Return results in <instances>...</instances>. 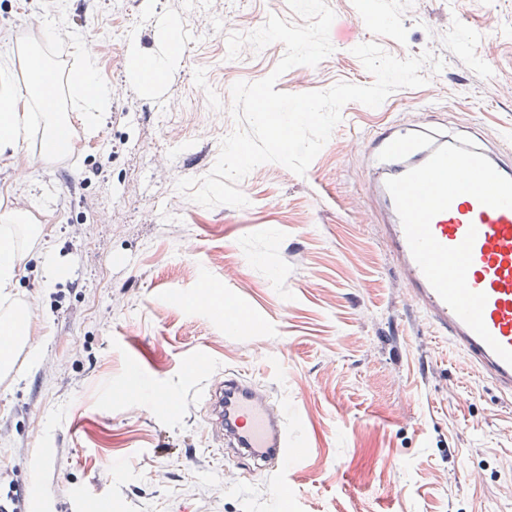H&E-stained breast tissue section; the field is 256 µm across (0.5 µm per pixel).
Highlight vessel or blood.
<instances>
[{
    "instance_id": "obj_1",
    "label": "vessel or blood",
    "mask_w": 512,
    "mask_h": 512,
    "mask_svg": "<svg viewBox=\"0 0 512 512\" xmlns=\"http://www.w3.org/2000/svg\"><path fill=\"white\" fill-rule=\"evenodd\" d=\"M444 138L427 139L412 128L383 129L371 148L389 161L387 179L404 175L423 165ZM379 220L388 246L418 309L435 333L447 338L451 347L479 369L502 393L512 395V365L504 362L440 298L415 262L398 216L394 200L385 184L379 185ZM477 235L467 284L472 291L485 293L484 323L494 341L512 349V208H493L475 197H456L450 208L437 214L431 231L444 246L463 242L469 229ZM493 341V342H494ZM208 406L225 444L241 456L273 462L278 472L301 461L304 449L288 436V408L276 405L270 391L226 374L223 383L212 389Z\"/></svg>"
}]
</instances>
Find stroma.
I'll return each instance as SVG.
<instances>
[{
	"instance_id": "1",
	"label": "stroma",
	"mask_w": 512,
	"mask_h": 512,
	"mask_svg": "<svg viewBox=\"0 0 512 512\" xmlns=\"http://www.w3.org/2000/svg\"><path fill=\"white\" fill-rule=\"evenodd\" d=\"M332 53L283 73L276 90L323 91L374 81L353 49L376 42L405 59L430 51L426 85L375 108L346 104L330 139L297 175L277 163L239 183L244 207H203L179 192L210 172L234 83L268 76L282 43L229 58L230 34L288 0H0V66L28 99L17 154L0 155V238L20 262L0 312H29L0 368V505L41 466L54 496L22 512H77L78 492L108 512H512V399L434 336L409 300L378 223L366 141L411 126L512 145V0H327ZM64 39L30 52L65 72L56 111L74 141L48 154L40 101L15 47L43 22ZM176 56L142 85L126 61ZM96 43L111 88L94 131L79 118L82 37ZM26 205L23 220L7 214ZM53 257L62 273L46 279ZM235 303L240 331L211 309ZM38 348L40 364L29 362ZM234 371L292 407V436L311 444L282 491L269 470L225 458L202 399ZM140 392L116 397L137 373ZM168 407L153 408L155 389Z\"/></svg>"
}]
</instances>
